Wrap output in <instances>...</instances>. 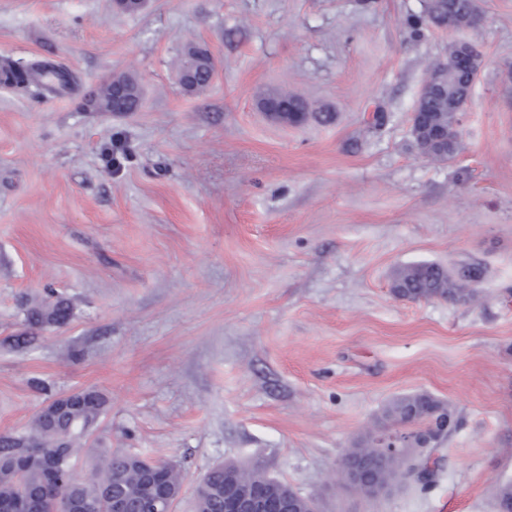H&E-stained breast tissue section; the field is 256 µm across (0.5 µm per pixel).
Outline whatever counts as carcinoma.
Instances as JSON below:
<instances>
[{"label": "carcinoma", "instance_id": "obj_1", "mask_svg": "<svg viewBox=\"0 0 512 512\" xmlns=\"http://www.w3.org/2000/svg\"><path fill=\"white\" fill-rule=\"evenodd\" d=\"M474 14L473 0H433L430 12L417 18V22L446 27L448 24L468 26ZM457 45L448 43V57L434 64L429 74L448 69L447 98L433 97L421 103L420 110L448 127V149L427 146L417 137L415 143L421 153L430 159L447 160L457 151L460 132L454 130L455 115L461 112L464 102L461 93L470 82L469 71L458 67ZM209 51L201 45L190 44L184 51L180 71V84L188 92L205 88L211 81ZM28 69L9 65L0 74L4 80L17 88L29 90L32 83L23 78ZM263 107H274L290 122L307 120V105L297 93L282 91L267 97ZM485 269L475 263H462L448 273V268L435 262H419L396 273L391 291L399 297L410 300L442 298L457 303L460 298L454 288L457 279L476 285L485 278ZM71 318V308L62 298L29 312V321L35 325L62 326ZM78 413L94 427L106 412L108 399L95 388L81 389ZM416 395L395 399L384 410L381 428H393L404 422L405 410L413 403ZM421 405L430 409L420 413L413 425L421 432H434L444 418H454L452 409L432 397H420ZM85 435L71 431L70 414L63 412L48 419L39 412L33 420L32 431L28 434L0 433V512H8V506L23 499H31L40 505L39 512H69V505L85 497L94 496L97 501L95 512H112V500H122L128 512H135L146 491L143 473L153 470L170 481L181 480L177 467L163 460H149L135 453L119 448L105 449L106 459L94 465L89 476L80 477L71 472L63 480L51 475L45 469L28 465L26 458L35 451L47 455H59L76 465V457L82 451L80 442ZM411 463L402 454L394 456L388 463L383 481L404 477ZM196 512H224V466L211 468L202 478L196 490Z\"/></svg>", "mask_w": 512, "mask_h": 512}]
</instances>
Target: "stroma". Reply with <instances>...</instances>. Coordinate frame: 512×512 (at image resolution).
<instances>
[{
    "instance_id": "obj_1",
    "label": "stroma",
    "mask_w": 512,
    "mask_h": 512,
    "mask_svg": "<svg viewBox=\"0 0 512 512\" xmlns=\"http://www.w3.org/2000/svg\"><path fill=\"white\" fill-rule=\"evenodd\" d=\"M477 28L414 26L423 0H0V57L48 62L74 90L0 87V433L51 398L109 401L90 448L178 463L174 512L217 464L262 468L318 512H498L512 484V0ZM472 41L484 66L462 148L411 134L426 67ZM206 45L211 84L178 64ZM132 76L135 112L86 101ZM288 88L336 120L276 122ZM486 266L466 304L408 301L419 261ZM69 301L60 327L29 307ZM30 344L18 347L16 336ZM426 393L457 427L433 481L339 488L349 448L396 398ZM209 53L205 46L189 44L186 47L180 71V84L185 91H199L210 83L216 70V61L210 54V74Z\"/></svg>"
}]
</instances>
